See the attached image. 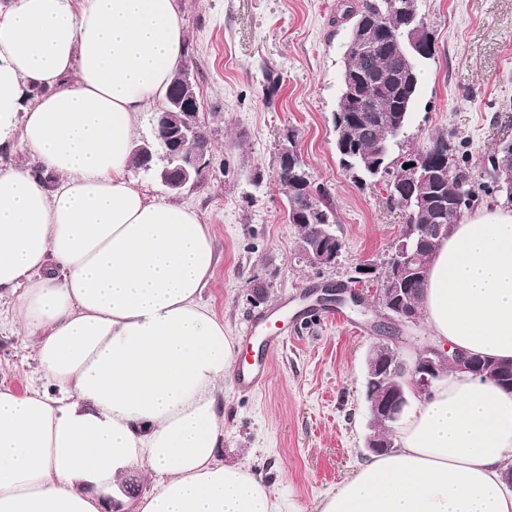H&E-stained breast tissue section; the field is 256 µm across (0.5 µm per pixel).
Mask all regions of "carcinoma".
Wrapping results in <instances>:
<instances>
[{
	"mask_svg": "<svg viewBox=\"0 0 512 512\" xmlns=\"http://www.w3.org/2000/svg\"><path fill=\"white\" fill-rule=\"evenodd\" d=\"M344 16L352 20L351 28L371 26L380 22L385 27L384 36L373 41L364 54L346 56L342 76V90L338 109L333 113L336 132V148L341 164L347 170L358 172L361 183L374 182L379 176L392 184L404 182L411 205L407 214L409 223L419 228L432 224L448 227L458 223L462 214L479 200V192L496 193L512 201V141H503L491 157V185H477L472 179L467 161L455 160L450 170L440 173L434 168L438 156L448 154L451 143L448 136L439 135L432 145L413 154L423 158L435 175L424 180H405L404 162L393 157L406 138L410 114L421 86V74L428 55L407 57L402 50L410 19H415L429 43H434L427 24L419 15L417 0H347L341 4ZM168 137L166 131H154V139L132 149V164L141 167L142 148L152 152L163 150ZM301 178H291L276 171L278 182L287 190L288 205L311 185L303 161L297 162ZM337 218L333 210L322 200H316L315 208L299 214L295 226L300 229L299 248L307 254L313 243L320 238L324 225H334ZM442 237L427 239L421 257L423 267L408 284L403 305L420 311L422 290L429 260Z\"/></svg>",
	"mask_w": 512,
	"mask_h": 512,
	"instance_id": "obj_1",
	"label": "carcinoma"
}]
</instances>
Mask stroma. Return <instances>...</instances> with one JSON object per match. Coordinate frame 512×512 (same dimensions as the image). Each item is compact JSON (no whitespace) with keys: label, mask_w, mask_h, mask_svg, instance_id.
<instances>
[{"label":"stroma","mask_w":512,"mask_h":512,"mask_svg":"<svg viewBox=\"0 0 512 512\" xmlns=\"http://www.w3.org/2000/svg\"><path fill=\"white\" fill-rule=\"evenodd\" d=\"M342 0H177L187 37L183 59L211 140L200 182L179 193L142 169L131 179L148 198L194 209L211 227L216 264L202 302L223 318L237 353L269 364L254 392L224 379L220 461H246L285 512L319 503L368 458L366 358L378 335L351 307L317 303L355 265L387 259L405 216L383 182L361 184L336 154L331 116L340 96L348 27ZM436 53L424 68L402 154L447 134L476 179L489 183L488 156L512 139V0H418ZM293 132L311 182L338 220L335 266L314 267L299 250L278 155ZM262 183H255V174ZM267 287L254 302L256 282ZM287 332L275 352L269 322ZM38 362L9 322L0 323V385L22 393Z\"/></svg>","instance_id":"obj_1"}]
</instances>
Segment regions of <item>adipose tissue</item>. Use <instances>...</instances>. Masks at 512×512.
Returning a JSON list of instances; mask_svg holds the SVG:
<instances>
[{
	"label": "adipose tissue",
	"mask_w": 512,
	"mask_h": 512,
	"mask_svg": "<svg viewBox=\"0 0 512 512\" xmlns=\"http://www.w3.org/2000/svg\"><path fill=\"white\" fill-rule=\"evenodd\" d=\"M185 50L176 0H14L0 10V298L46 387L0 388V512H103L144 468L136 512H280L217 458L235 343L200 301L210 225L128 178L140 112ZM58 185L47 190L42 175ZM421 310L440 347L512 360V209L453 225ZM320 512H512V393L450 372Z\"/></svg>",
	"instance_id": "adipose-tissue-1"
}]
</instances>
